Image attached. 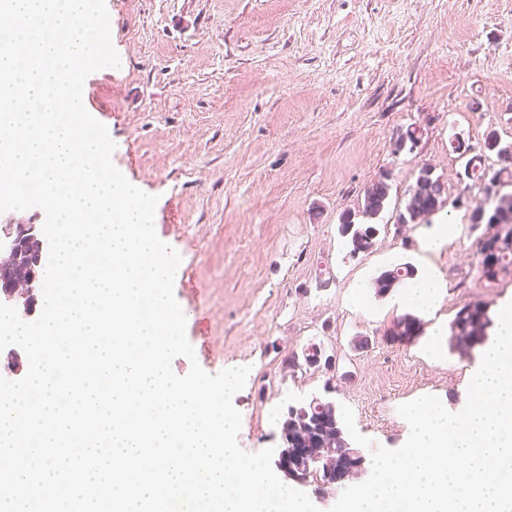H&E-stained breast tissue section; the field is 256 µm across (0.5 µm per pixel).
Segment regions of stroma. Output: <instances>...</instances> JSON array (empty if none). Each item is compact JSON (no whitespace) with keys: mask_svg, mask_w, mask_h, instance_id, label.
I'll list each match as a JSON object with an SVG mask.
<instances>
[{"mask_svg":"<svg viewBox=\"0 0 512 512\" xmlns=\"http://www.w3.org/2000/svg\"><path fill=\"white\" fill-rule=\"evenodd\" d=\"M122 65L90 74L87 111L103 123L117 169L157 196L154 228L181 256L174 294L194 359L208 373L246 366L233 397L240 447L279 448L289 406L330 396L352 408L374 445L400 448L409 434L399 405L437 396L449 411L467 400L478 356L434 336L465 302L492 313L512 302V272L477 271L465 208L398 233L394 214L419 168L431 164L449 198L479 189L462 179L466 156L497 130L512 143V0H106ZM416 151H395L408 127ZM389 175L385 228L367 253L350 256L342 212ZM451 239L432 254L420 244L433 224ZM432 268L446 288L434 313L405 342L391 340L409 313L401 290L376 296L385 269ZM369 345L354 349L355 337ZM311 343L336 358L334 377L292 372Z\"/></svg>","mask_w":512,"mask_h":512,"instance_id":"stroma-1","label":"stroma"}]
</instances>
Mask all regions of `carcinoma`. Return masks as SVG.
<instances>
[{
    "mask_svg": "<svg viewBox=\"0 0 512 512\" xmlns=\"http://www.w3.org/2000/svg\"><path fill=\"white\" fill-rule=\"evenodd\" d=\"M496 156L499 168L485 166V157ZM464 172L468 179L478 184L482 180L503 184L512 181V151L501 145V139L494 130L486 132L480 151L470 157ZM390 178L384 176L369 185L363 193L358 209L341 214L338 232L355 256L371 250L380 233L376 219L385 210L390 196ZM447 199L443 182L428 166L420 167L415 182L407 190L405 205L396 215L398 224H416L418 218L432 216L445 207ZM471 229L480 231L477 237L478 269L487 280L497 277L512 267V194H500L485 198L468 210ZM416 269L408 264L396 265L376 276L371 286L379 297L391 293L406 281L415 278ZM494 320L490 306L481 301L463 304L450 324L449 346L464 355L482 345L488 338ZM421 323L412 314H404L396 319V335L411 336L420 329ZM324 349L313 343L306 346L302 355H292L288 364L307 370L322 367ZM282 438L294 440L293 447H299L301 439H317L334 444L337 448L348 445L342 413L335 402L323 401V409L311 408V404L290 406L282 424Z\"/></svg>",
    "mask_w": 512,
    "mask_h": 512,
    "instance_id": "obj_1",
    "label": "carcinoma"
}]
</instances>
